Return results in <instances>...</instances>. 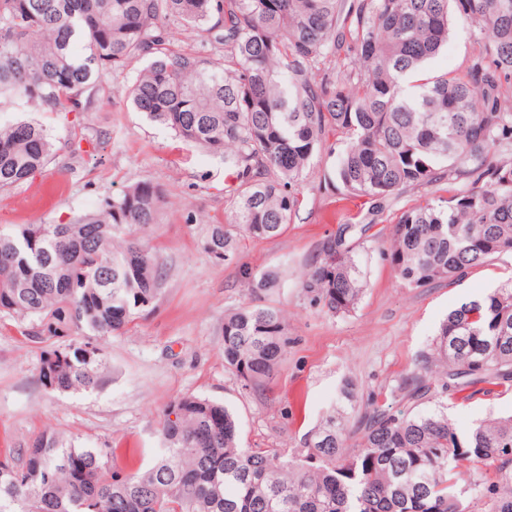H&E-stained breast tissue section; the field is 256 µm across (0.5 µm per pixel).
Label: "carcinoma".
Returning a JSON list of instances; mask_svg holds the SVG:
<instances>
[{
	"instance_id": "cac0c4a2",
	"label": "carcinoma",
	"mask_w": 512,
	"mask_h": 512,
	"mask_svg": "<svg viewBox=\"0 0 512 512\" xmlns=\"http://www.w3.org/2000/svg\"><path fill=\"white\" fill-rule=\"evenodd\" d=\"M458 23L478 31L465 69L428 72ZM135 64L132 109L237 171L227 223L206 231L214 259L234 256L241 235L285 232L331 132L343 147L329 179L372 216L409 188L458 185L403 211L375 246L401 286L456 283L512 253V0H0V105L87 112L102 75ZM55 157L44 124L0 125V192ZM164 200L145 179L67 224L0 225V317L31 324L21 334L39 350L46 389H98V338L157 300L164 267L138 232ZM351 229L323 243L301 283L333 315L354 312L369 287ZM242 278L256 302L224 314V364L258 385L288 347L286 317L266 302L281 276L245 268ZM510 383L512 280L450 310L392 390L432 407L376 408L352 445L349 381L288 455L242 447L228 407L184 395L163 411L144 470L52 431L4 455L0 512H467L475 495L487 512H512V416L461 431L442 402Z\"/></svg>"
}]
</instances>
